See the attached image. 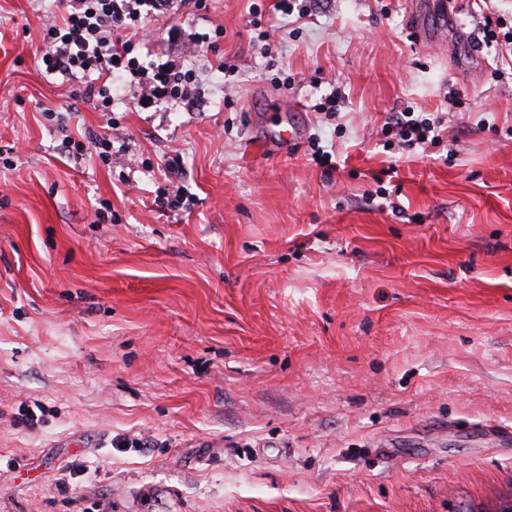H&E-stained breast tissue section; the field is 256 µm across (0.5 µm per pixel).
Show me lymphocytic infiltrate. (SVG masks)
Instances as JSON below:
<instances>
[{"mask_svg": "<svg viewBox=\"0 0 512 512\" xmlns=\"http://www.w3.org/2000/svg\"><path fill=\"white\" fill-rule=\"evenodd\" d=\"M173 0H66L62 20L43 30L46 73L91 78L86 88L102 111L112 109V75L127 73L138 84L141 100L163 96L193 102L198 86L193 70L149 67L133 54L132 41L120 34L143 23L149 11L171 6ZM444 115L404 110L390 113L382 126L388 141L407 150L440 143L446 130Z\"/></svg>", "mask_w": 512, "mask_h": 512, "instance_id": "lymphocytic-infiltrate-1", "label": "lymphocytic infiltrate"}]
</instances>
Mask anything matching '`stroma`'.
<instances>
[{
    "label": "stroma",
    "instance_id": "stroma-1",
    "mask_svg": "<svg viewBox=\"0 0 512 512\" xmlns=\"http://www.w3.org/2000/svg\"><path fill=\"white\" fill-rule=\"evenodd\" d=\"M298 2L268 53L274 0L149 14L138 57L197 101L116 74L103 112L41 62L62 0H0V512L512 500L485 430L512 432V71L483 32L512 0H459L439 46L412 0ZM407 106L440 144L385 146Z\"/></svg>",
    "mask_w": 512,
    "mask_h": 512
}]
</instances>
